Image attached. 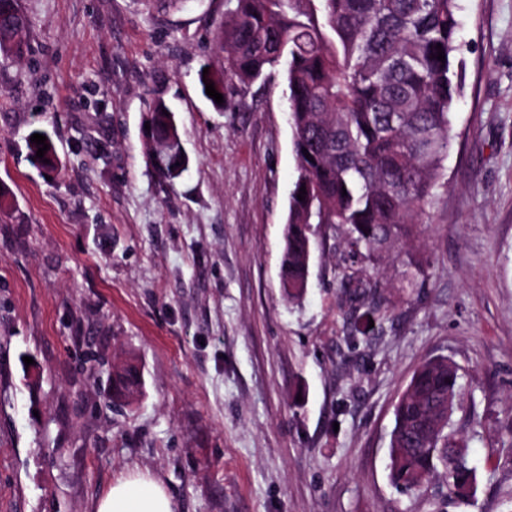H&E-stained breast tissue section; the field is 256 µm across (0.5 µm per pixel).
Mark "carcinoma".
<instances>
[{"instance_id": "cac0c4a2", "label": "carcinoma", "mask_w": 512, "mask_h": 512, "mask_svg": "<svg viewBox=\"0 0 512 512\" xmlns=\"http://www.w3.org/2000/svg\"><path fill=\"white\" fill-rule=\"evenodd\" d=\"M459 10V0H225L219 32L224 70L199 78L222 94L228 74L244 86L280 65L286 75L298 169L280 263L288 302L300 301L308 288L313 225L340 231V287L357 296L369 266L428 217L437 189L446 184L451 114L462 92ZM31 26L17 0H0L1 58L23 63ZM164 109V100H152L145 135L168 143V152L151 155V162L173 181L188 161L181 160L174 115ZM387 313L376 302L351 311L362 335L372 332L364 317L380 322ZM460 379V368L445 358L413 372L394 407L389 471L395 485L415 491L439 474L456 502L473 488L469 442L454 424ZM140 389L136 363L112 373L113 403H130Z\"/></svg>"}]
</instances>
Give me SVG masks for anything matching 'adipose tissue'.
Returning <instances> with one entry per match:
<instances>
[{
	"label": "adipose tissue",
	"instance_id": "1",
	"mask_svg": "<svg viewBox=\"0 0 512 512\" xmlns=\"http://www.w3.org/2000/svg\"><path fill=\"white\" fill-rule=\"evenodd\" d=\"M95 512H176V506L161 482L133 472L112 483L98 499Z\"/></svg>",
	"mask_w": 512,
	"mask_h": 512
}]
</instances>
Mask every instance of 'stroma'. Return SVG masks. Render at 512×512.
Masks as SVG:
<instances>
[{"mask_svg": "<svg viewBox=\"0 0 512 512\" xmlns=\"http://www.w3.org/2000/svg\"><path fill=\"white\" fill-rule=\"evenodd\" d=\"M18 5L25 61L0 59V512H94L131 471L177 512H512V0H461L448 187L368 271L390 310L368 336L330 225L304 299L283 296L286 81L225 79L223 111L204 96L224 0ZM156 97L189 158L173 182L146 162ZM36 130L54 173L31 158ZM127 357L142 390L116 409L108 378ZM437 357L460 367L454 419L476 467L448 506L440 480L406 492L388 470L394 405Z\"/></svg>", "mask_w": 512, "mask_h": 512, "instance_id": "1", "label": "stroma"}]
</instances>
